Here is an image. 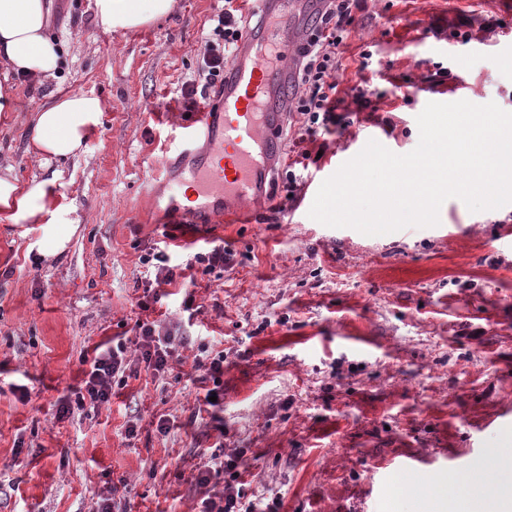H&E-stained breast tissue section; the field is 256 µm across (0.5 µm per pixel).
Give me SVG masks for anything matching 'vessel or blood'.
Segmentation results:
<instances>
[{
    "label": "vessel or blood",
    "instance_id": "vessel-or-blood-1",
    "mask_svg": "<svg viewBox=\"0 0 512 512\" xmlns=\"http://www.w3.org/2000/svg\"><path fill=\"white\" fill-rule=\"evenodd\" d=\"M265 20L243 25L216 110L193 113L180 150L192 163L181 184L208 221L241 223L267 194L283 150L300 17L321 0H256Z\"/></svg>",
    "mask_w": 512,
    "mask_h": 512
}]
</instances>
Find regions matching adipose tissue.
Returning a JSON list of instances; mask_svg holds the SVG:
<instances>
[{"label": "adipose tissue", "instance_id": "ef3b65f1", "mask_svg": "<svg viewBox=\"0 0 512 512\" xmlns=\"http://www.w3.org/2000/svg\"><path fill=\"white\" fill-rule=\"evenodd\" d=\"M175 0H93L95 15L108 31H126L167 16ZM61 49L45 32V0H0V68L45 81L59 70ZM104 104L75 92L46 103L32 116L28 149L42 158H76L102 121ZM55 178L20 184L12 166L0 167V215L12 223L39 222L50 214Z\"/></svg>", "mask_w": 512, "mask_h": 512}]
</instances>
